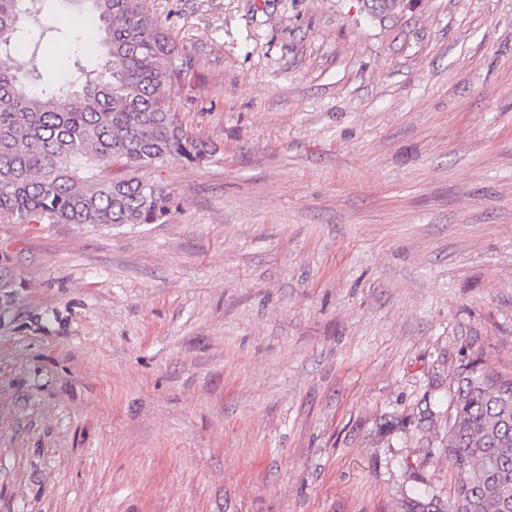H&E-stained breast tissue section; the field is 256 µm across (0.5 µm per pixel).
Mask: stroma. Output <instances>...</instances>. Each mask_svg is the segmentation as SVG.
I'll return each mask as SVG.
<instances>
[{
    "instance_id": "stroma-1",
    "label": "stroma",
    "mask_w": 512,
    "mask_h": 512,
    "mask_svg": "<svg viewBox=\"0 0 512 512\" xmlns=\"http://www.w3.org/2000/svg\"><path fill=\"white\" fill-rule=\"evenodd\" d=\"M205 163L161 224L0 223V512L452 500L465 363L512 369V0H143ZM19 74L72 62L74 9Z\"/></svg>"
}]
</instances>
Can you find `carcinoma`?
Listing matches in <instances>:
<instances>
[{
  "instance_id": "cac0c4a2",
  "label": "carcinoma",
  "mask_w": 512,
  "mask_h": 512,
  "mask_svg": "<svg viewBox=\"0 0 512 512\" xmlns=\"http://www.w3.org/2000/svg\"><path fill=\"white\" fill-rule=\"evenodd\" d=\"M98 22L107 57L98 71L79 52L62 84H20L11 44L28 43L22 18L35 0H0V221L19 224H156L171 193L145 173L169 158L201 164L212 150L171 110L169 96L194 71L137 0H79ZM401 0H370L377 16ZM21 287L0 256V320ZM445 451L456 472L447 510L418 497L405 512H512V371L462 368Z\"/></svg>"
}]
</instances>
